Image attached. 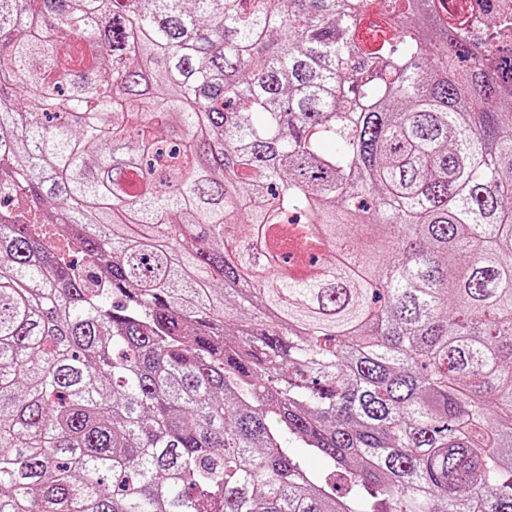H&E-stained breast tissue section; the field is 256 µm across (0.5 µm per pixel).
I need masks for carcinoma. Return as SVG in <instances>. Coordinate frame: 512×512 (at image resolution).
<instances>
[{
	"instance_id": "obj_1",
	"label": "carcinoma",
	"mask_w": 512,
	"mask_h": 512,
	"mask_svg": "<svg viewBox=\"0 0 512 512\" xmlns=\"http://www.w3.org/2000/svg\"><path fill=\"white\" fill-rule=\"evenodd\" d=\"M511 31L0 0V512H512ZM70 224H56L54 227V235L64 241L65 243H68L71 248L73 249H79L78 245V239L75 234L68 233V228ZM42 231L46 233L47 241L55 248L56 251L60 255H64L68 259V255L71 254L68 250L67 245L64 242L53 240L50 236V229L47 226H44Z\"/></svg>"
}]
</instances>
